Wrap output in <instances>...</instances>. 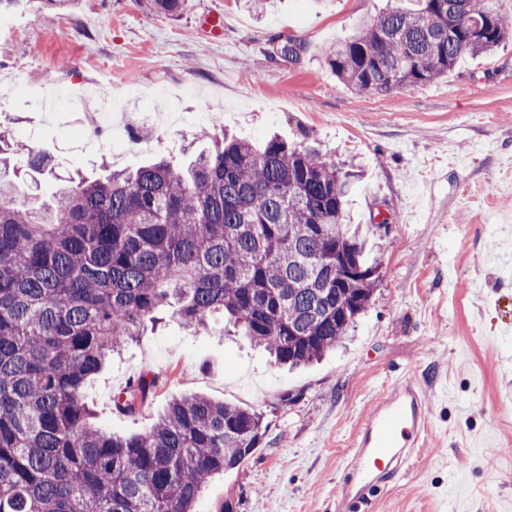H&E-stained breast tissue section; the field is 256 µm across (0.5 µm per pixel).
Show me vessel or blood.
Masks as SVG:
<instances>
[{
	"instance_id": "b4317fda",
	"label": "vessel or blood",
	"mask_w": 512,
	"mask_h": 512,
	"mask_svg": "<svg viewBox=\"0 0 512 512\" xmlns=\"http://www.w3.org/2000/svg\"><path fill=\"white\" fill-rule=\"evenodd\" d=\"M429 425L423 393L408 375L397 378L363 419L344 472L337 512H353L405 475Z\"/></svg>"
}]
</instances>
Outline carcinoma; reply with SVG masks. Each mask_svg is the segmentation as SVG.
I'll return each instance as SVG.
<instances>
[{
    "instance_id": "1",
    "label": "carcinoma",
    "mask_w": 512,
    "mask_h": 512,
    "mask_svg": "<svg viewBox=\"0 0 512 512\" xmlns=\"http://www.w3.org/2000/svg\"><path fill=\"white\" fill-rule=\"evenodd\" d=\"M323 51L358 94L448 76L512 38L503 0H395ZM170 19L184 0H150ZM181 165L107 162L45 201L32 142L0 132V512H194L214 475L249 460L262 414L201 395L173 400L143 434L95 426L85 387L171 311L197 331L216 313L294 369L336 348L380 277L346 221L353 164L273 137L209 136ZM155 380L115 398L134 410Z\"/></svg>"
}]
</instances>
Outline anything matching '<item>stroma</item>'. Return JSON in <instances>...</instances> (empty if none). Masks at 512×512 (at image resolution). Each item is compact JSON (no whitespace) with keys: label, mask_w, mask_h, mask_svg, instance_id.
<instances>
[{"label":"stroma","mask_w":512,"mask_h":512,"mask_svg":"<svg viewBox=\"0 0 512 512\" xmlns=\"http://www.w3.org/2000/svg\"><path fill=\"white\" fill-rule=\"evenodd\" d=\"M388 0H276L266 15L244 0H186L173 20L141 0H79L61 12L22 6L0 16V123L43 145L56 174L89 176L101 158L136 168L158 155L183 159L200 129L254 144L275 134L318 144L335 160L356 157L363 178L348 221L368 229L367 258L380 265L372 300L336 351L290 372L222 316L197 333L166 319L129 344L87 387L94 422L107 432L146 431L167 404L197 393L262 413L261 448L237 470L213 476L194 512H336L344 465L371 404L400 371L413 373L431 419L411 476L361 512H512V41L463 58L438 80L360 96L332 75L322 50L353 36ZM224 16L211 42L205 14ZM24 29L11 38L12 29ZM301 45L298 57L277 51ZM56 81L82 93L100 82L184 85L221 124L174 135L160 122L124 131L123 156L82 149L80 128L51 126L25 85ZM155 378L134 410L115 396Z\"/></svg>","instance_id":"stroma-1"}]
</instances>
